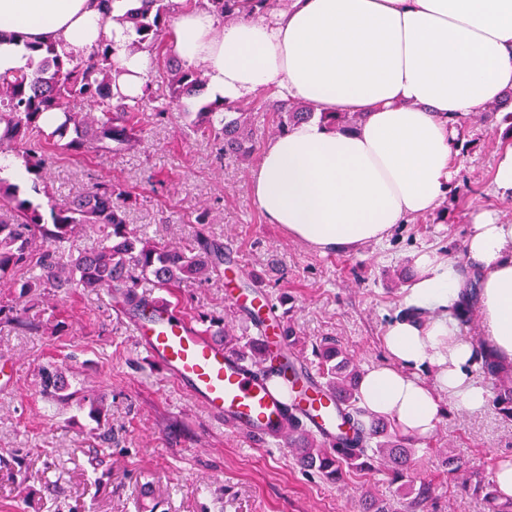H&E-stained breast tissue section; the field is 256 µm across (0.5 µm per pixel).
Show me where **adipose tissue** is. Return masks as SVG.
<instances>
[{
    "label": "adipose tissue",
    "mask_w": 512,
    "mask_h": 512,
    "mask_svg": "<svg viewBox=\"0 0 512 512\" xmlns=\"http://www.w3.org/2000/svg\"><path fill=\"white\" fill-rule=\"evenodd\" d=\"M141 0H0V73L24 68L33 45L81 56L108 44L113 86L141 95L152 55L125 49ZM172 48L203 66L209 98L234 104L260 91L330 112H360L352 129L314 117L269 141L251 179L271 223L319 253L386 240L437 208L454 179V120L512 90V0H290L266 16L224 24L192 4L172 21ZM465 241L480 269V335L456 317L464 275L448 255L418 252L404 315L386 326L387 363L361 377L367 415L430 438L448 409L487 401L476 342L512 363V224L472 215Z\"/></svg>",
    "instance_id": "1"
}]
</instances>
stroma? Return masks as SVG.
I'll return each mask as SVG.
<instances>
[{
	"label": "stroma",
	"instance_id": "1",
	"mask_svg": "<svg viewBox=\"0 0 512 512\" xmlns=\"http://www.w3.org/2000/svg\"><path fill=\"white\" fill-rule=\"evenodd\" d=\"M465 136L475 145L450 184L447 222L431 212L397 225L383 242L348 251L318 253L269 223L251 190L259 154L220 159L212 142L187 134L179 118L144 120L135 151L55 153L46 170L50 193L36 200L64 206L98 181L119 183L134 196L126 210L130 229L172 245L190 237L196 215L206 212L211 239L291 319L306 343L302 357H310L311 343L334 337L366 369L385 356V327L404 310L407 285L398 274L411 269L414 254L447 253L474 277L464 247L471 212L493 210L512 221V197L500 196L493 182L501 132L475 114ZM181 295L193 311L223 316L245 333L247 317L226 301L223 275L186 284ZM26 305L30 318L50 327L0 323V371L14 377L0 387V457L24 466L0 467V512H71L82 504L93 512H359L365 491L387 492L385 476L328 483L306 474L292 455L225 428L148 357L105 293L74 288L61 299L29 297ZM47 364L105 393L111 441L90 437L86 412L47 400L38 377ZM416 448L420 478L433 485L429 512H489L481 497L462 490L460 474L448 473L438 451L455 449L462 472L491 475L499 458L512 457V418L491 403L473 414L453 411Z\"/></svg>",
	"mask_w": 512,
	"mask_h": 512
}]
</instances>
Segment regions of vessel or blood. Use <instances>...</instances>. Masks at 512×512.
<instances>
[{
    "label": "vessel or blood",
    "mask_w": 512,
    "mask_h": 512,
    "mask_svg": "<svg viewBox=\"0 0 512 512\" xmlns=\"http://www.w3.org/2000/svg\"><path fill=\"white\" fill-rule=\"evenodd\" d=\"M225 297L235 308L261 311L264 321L254 340L261 351V368L247 366L167 304L135 320L138 344L213 417L253 442L282 440L297 412L317 436L335 439L336 400L314 369L289 347L271 296L247 288L227 290Z\"/></svg>",
    "instance_id": "obj_1"
}]
</instances>
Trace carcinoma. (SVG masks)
Here are the masks:
<instances>
[{
  "instance_id": "cac0c4a2",
  "label": "carcinoma",
  "mask_w": 512,
  "mask_h": 512,
  "mask_svg": "<svg viewBox=\"0 0 512 512\" xmlns=\"http://www.w3.org/2000/svg\"><path fill=\"white\" fill-rule=\"evenodd\" d=\"M144 6L127 14L134 38L127 45L134 53L148 49L154 60L164 56L165 40L171 37L169 18L174 0H142ZM290 0H207L210 13L228 22L243 13L264 15L272 9H285ZM40 55L25 69L0 74V153L22 149L25 169L32 175L31 191L41 192L50 154L64 150L88 154L99 149L124 152L141 141L139 113L152 96L150 86L142 94L127 97L112 90V73L107 48L98 46L85 58L60 56L55 48L32 47ZM171 98L152 108L155 116L170 120L175 116L191 118L192 133L210 137L226 158L244 159L253 152L257 133L244 117L242 107L222 99L195 105L194 99L205 88L200 67L177 66L166 70ZM279 114L277 134L283 135L295 123L319 116L342 128H352L362 121V114H332L322 106L297 101L273 104ZM55 111L61 123L51 132L43 128L44 117ZM130 195L100 183L89 193L65 207L49 205L44 210L14 184L0 178V274L14 268L33 266L38 273L20 284L19 297L41 291L56 293L81 288L86 292L104 290L117 305L144 311L152 303L139 292L142 283L176 297L175 309L183 306L176 290L191 281H207L224 265V245L206 234L205 221L197 219L191 242L169 246L157 239L128 228L124 203ZM82 231L98 233L94 248L73 254L71 239ZM193 321L202 332L237 350L249 361L256 359L253 345L242 341L224 328V320L214 315L195 313ZM0 321L16 327L30 325L11 305H0ZM327 390L342 404L338 414L352 429L341 436L337 448L342 456L328 450L303 427L293 424L288 432V447L302 469L330 483L350 474L382 471L396 489L389 497L368 492L362 498V512H426L431 487L414 486L412 474L417 459L414 440L400 434L394 423L372 418L362 420L359 406V365L334 339H324L312 346ZM42 392L60 404H74L88 410L97 425L109 420L108 406L102 393L76 388L66 372L54 365L40 371ZM490 506L491 512H512V499L501 501L492 479L480 471L464 478Z\"/></svg>"
}]
</instances>
